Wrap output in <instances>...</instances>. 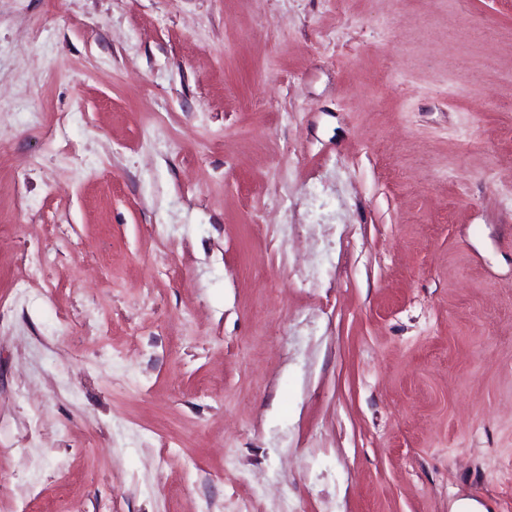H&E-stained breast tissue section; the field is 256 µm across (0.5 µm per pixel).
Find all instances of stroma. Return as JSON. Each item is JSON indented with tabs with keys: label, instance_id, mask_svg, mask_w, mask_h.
I'll list each match as a JSON object with an SVG mask.
<instances>
[{
	"label": "stroma",
	"instance_id": "1",
	"mask_svg": "<svg viewBox=\"0 0 512 512\" xmlns=\"http://www.w3.org/2000/svg\"><path fill=\"white\" fill-rule=\"evenodd\" d=\"M0 143V512H512V0H0ZM22 260L25 269V278L18 283V289L24 292L26 290L25 286L39 276L46 263V255L40 252H26Z\"/></svg>",
	"mask_w": 512,
	"mask_h": 512
}]
</instances>
